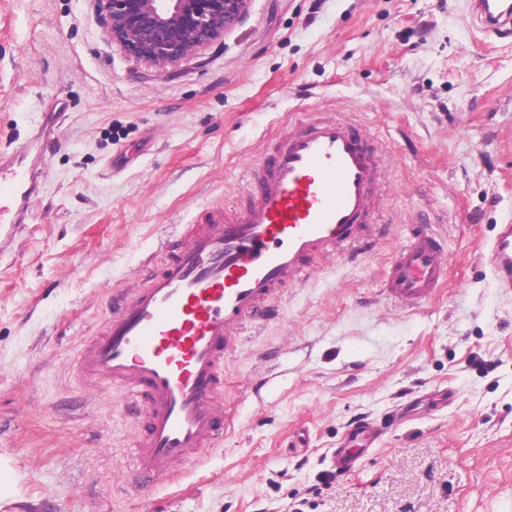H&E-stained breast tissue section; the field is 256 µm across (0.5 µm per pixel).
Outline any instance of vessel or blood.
I'll return each instance as SVG.
<instances>
[{
    "mask_svg": "<svg viewBox=\"0 0 512 512\" xmlns=\"http://www.w3.org/2000/svg\"><path fill=\"white\" fill-rule=\"evenodd\" d=\"M483 29L512 33V0H471ZM63 106L40 129L0 151V241L27 224L38 172ZM382 155L353 119L306 112L270 144L250 174L242 201L210 206L162 241L160 266L138 288H119L109 313L82 342L80 380L122 392L139 434L137 480L173 482L224 439V362L252 321L271 316L289 288L303 287L317 257L345 256L376 243L382 211ZM498 288L512 292V224L499 225L487 250ZM448 252L427 227H414L395 250L386 296L416 306L448 281Z\"/></svg>",
    "mask_w": 512,
    "mask_h": 512,
    "instance_id": "b4317fda",
    "label": "vessel or blood"
}]
</instances>
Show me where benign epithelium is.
<instances>
[{
  "label": "benign epithelium",
  "instance_id": "1",
  "mask_svg": "<svg viewBox=\"0 0 512 512\" xmlns=\"http://www.w3.org/2000/svg\"><path fill=\"white\" fill-rule=\"evenodd\" d=\"M108 40L159 72L222 41L249 15L251 0H95Z\"/></svg>",
  "mask_w": 512,
  "mask_h": 512
}]
</instances>
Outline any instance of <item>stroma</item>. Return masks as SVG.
Wrapping results in <instances>:
<instances>
[{"label":"stroma","instance_id":"obj_1","mask_svg":"<svg viewBox=\"0 0 512 512\" xmlns=\"http://www.w3.org/2000/svg\"><path fill=\"white\" fill-rule=\"evenodd\" d=\"M33 217L0 253V512H512V293L485 258L512 223V36L469 0H252L223 43L157 74L107 39L94 0H0V147L54 100ZM352 114L382 142L386 233L321 258L224 368L223 442L172 484L125 491L119 391L72 372L112 289L161 262L165 231L234 204L296 113ZM447 241L448 282L389 301L409 225ZM377 425L345 476L331 457Z\"/></svg>","mask_w":512,"mask_h":512}]
</instances>
